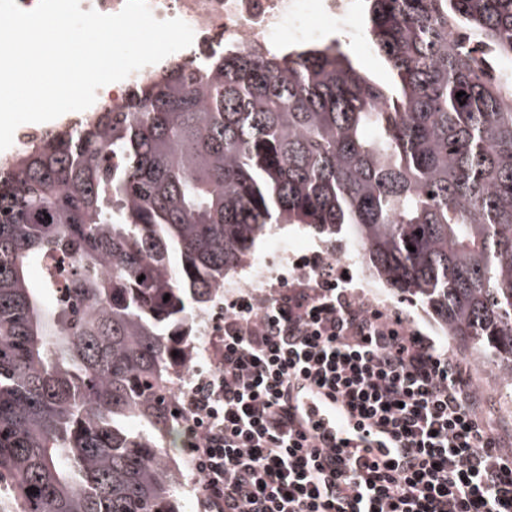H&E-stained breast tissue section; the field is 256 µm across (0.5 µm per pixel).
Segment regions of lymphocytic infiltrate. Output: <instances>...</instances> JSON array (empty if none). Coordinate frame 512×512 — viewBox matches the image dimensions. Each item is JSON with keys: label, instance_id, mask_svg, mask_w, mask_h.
Listing matches in <instances>:
<instances>
[{"label": "lymphocytic infiltrate", "instance_id": "1", "mask_svg": "<svg viewBox=\"0 0 512 512\" xmlns=\"http://www.w3.org/2000/svg\"><path fill=\"white\" fill-rule=\"evenodd\" d=\"M175 396L204 512H512V448L447 348L339 285L334 263L225 301ZM329 390L361 439L324 444L288 407Z\"/></svg>", "mask_w": 512, "mask_h": 512}]
</instances>
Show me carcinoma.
I'll use <instances>...</instances> for the list:
<instances>
[{"label": "carcinoma", "instance_id": "1", "mask_svg": "<svg viewBox=\"0 0 512 512\" xmlns=\"http://www.w3.org/2000/svg\"><path fill=\"white\" fill-rule=\"evenodd\" d=\"M361 20L388 83L339 38L167 60L123 110L0 160V481L20 512H179L175 379L269 224L348 227L512 392V0H364ZM60 254L77 264L51 303Z\"/></svg>", "mask_w": 512, "mask_h": 512}]
</instances>
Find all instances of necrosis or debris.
<instances>
[{
    "label": "necrosis or debris",
    "instance_id": "obj_1",
    "mask_svg": "<svg viewBox=\"0 0 512 512\" xmlns=\"http://www.w3.org/2000/svg\"><path fill=\"white\" fill-rule=\"evenodd\" d=\"M156 19L179 18L194 31V41L179 58L196 63L227 48L250 50L279 45L283 34L292 42L324 39L334 30L355 31L356 0H147ZM323 19L311 27V18Z\"/></svg>",
    "mask_w": 512,
    "mask_h": 512
}]
</instances>
